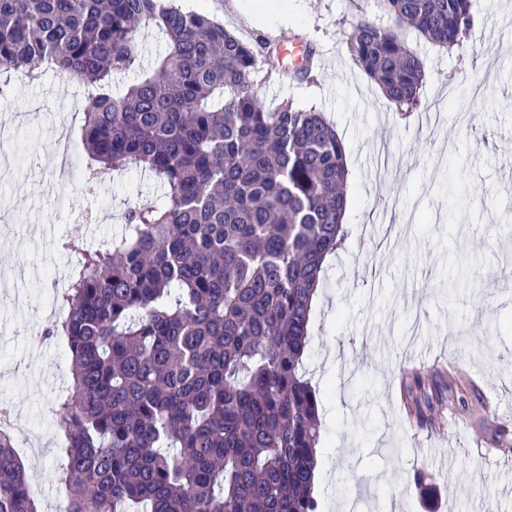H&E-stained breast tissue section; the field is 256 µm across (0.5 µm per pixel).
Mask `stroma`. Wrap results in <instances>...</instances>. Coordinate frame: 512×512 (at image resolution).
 I'll use <instances>...</instances> for the list:
<instances>
[{
	"label": "stroma",
	"mask_w": 512,
	"mask_h": 512,
	"mask_svg": "<svg viewBox=\"0 0 512 512\" xmlns=\"http://www.w3.org/2000/svg\"><path fill=\"white\" fill-rule=\"evenodd\" d=\"M245 39L303 37L317 46L315 79L260 67L268 107L285 100L323 112L346 146L353 229L314 303L305 364L319 398L323 473L319 512H512V0H477L473 26L447 51L400 35L425 69L419 112L400 116L356 67L346 34L384 23L377 0H288V16L257 21L252 0H179ZM465 99L468 111L447 107ZM79 85L49 71L0 78V274L25 275V300L0 287V406L14 417L15 448L39 512H61L55 481L62 438L53 425L59 386L72 375L66 349L31 338L54 320L56 281L74 255L62 241L72 215H96L89 236L120 233L138 200L159 202L147 175L115 171L83 181ZM469 194L448 196L450 177ZM415 375L434 398L431 422L404 409ZM474 385L481 400L462 403ZM436 490L428 500L415 470Z\"/></svg>",
	"instance_id": "1"
}]
</instances>
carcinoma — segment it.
Listing matches in <instances>:
<instances>
[{
  "mask_svg": "<svg viewBox=\"0 0 512 512\" xmlns=\"http://www.w3.org/2000/svg\"><path fill=\"white\" fill-rule=\"evenodd\" d=\"M391 21L347 32L354 64L401 112L424 65L395 32L462 42L474 0H382ZM168 52L141 68V31ZM282 42L245 40L174 0H0V73L87 88L83 175L138 169L164 189L123 232L80 236L57 296L72 382L57 398L66 512H318L316 389L303 356L324 263L348 236L349 174L334 125L269 108L253 74ZM0 512H38L0 432Z\"/></svg>",
  "mask_w": 512,
  "mask_h": 512,
  "instance_id": "carcinoma-1",
  "label": "carcinoma"
}]
</instances>
